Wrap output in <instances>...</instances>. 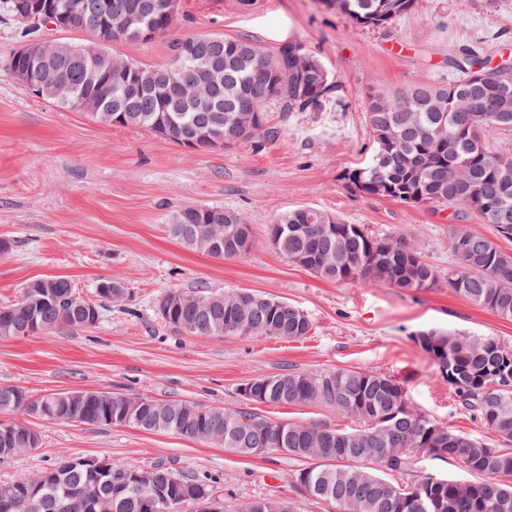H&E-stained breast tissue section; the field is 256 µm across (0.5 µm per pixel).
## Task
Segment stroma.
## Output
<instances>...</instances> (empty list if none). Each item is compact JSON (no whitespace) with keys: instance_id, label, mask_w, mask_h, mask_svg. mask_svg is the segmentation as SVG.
Returning a JSON list of instances; mask_svg holds the SVG:
<instances>
[{"instance_id":"stroma-1","label":"stroma","mask_w":512,"mask_h":512,"mask_svg":"<svg viewBox=\"0 0 512 512\" xmlns=\"http://www.w3.org/2000/svg\"><path fill=\"white\" fill-rule=\"evenodd\" d=\"M26 23L0 0V304L18 299L28 282L64 276L81 296L99 282L124 284L122 300L104 303L99 324L0 339V386L38 397L73 390L187 400L261 417L343 429L349 420L322 405L246 404L248 380L286 370L374 371L403 383L410 405L478 441L498 439L458 404L416 335L439 329L491 336L512 347V322L449 290L339 284L277 253L268 226L299 207L322 209L363 225L375 237L402 234L438 271L452 259L451 209L405 204L359 192L348 179L372 150L365 98L375 88L432 82L448 75L450 53L476 50L512 60V0H419L417 11L388 28L364 27L322 0H179V18L150 41L113 44V55L166 65L190 34L246 36L274 47L301 43L332 73L337 90L322 112L274 111L285 138L260 148L238 144L200 153L138 127H110L31 95L10 59ZM234 209L252 226L246 257L218 260L184 248L166 226L187 205ZM179 289L250 290L287 301L311 320L309 335L199 336L172 329L155 312L157 299ZM38 448L0 460V482L76 457H108L135 467L163 462L213 481L225 505L267 497L296 512H339L297 482L300 460L284 454L242 456L220 446L130 426H92L32 418Z\"/></svg>"}]
</instances>
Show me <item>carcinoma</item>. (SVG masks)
Here are the masks:
<instances>
[{"mask_svg":"<svg viewBox=\"0 0 512 512\" xmlns=\"http://www.w3.org/2000/svg\"><path fill=\"white\" fill-rule=\"evenodd\" d=\"M112 14L137 12L144 24L165 33L172 21L148 10V0H111ZM359 25L388 27L415 9L418 0H323ZM105 43L113 33L89 12H75L70 23ZM186 53L183 69L127 62L113 73V61L69 67L36 66L38 80L55 92L50 101L69 109L83 106L86 116L107 126L145 129L176 145L209 152L228 142L256 146V138L278 139L283 129L270 123L267 107L285 115L320 112L330 103L334 80L330 71L306 54L301 44L287 41L269 48L249 38L219 34L190 35L173 46ZM446 82L374 90L366 96L365 119L373 150L370 160L354 170L349 181L361 193L407 204H446L459 223L450 228L448 289L504 320H512V253L500 241L512 240V148L492 150L488 141L512 129V72L487 70L466 48L448 60ZM474 67L486 79L471 81ZM130 82L144 86L136 96L124 93ZM181 83L207 86L209 105L196 107L177 92H160ZM461 105L473 98L483 111H456L448 92ZM480 206H474V200ZM477 214L494 228V236L472 232L465 218ZM167 232L185 248L216 259L246 255L230 245L252 240L251 225L242 213L219 206L177 210ZM270 245L294 264L336 283L383 284L405 291L431 288L437 271L420 248L398 234L372 237L360 224H348L329 212L302 207L269 225ZM54 299L32 305L21 298L0 305V338L29 336L60 327L89 329L98 322L100 305L91 300L77 307V289L55 277ZM161 321L200 336L265 335L299 338L312 324L298 307L252 292L243 301L232 292L201 290L184 293V303ZM420 347L437 363L458 401L477 413L499 445L480 443L449 425L439 424L410 406L404 385L372 371L284 372L259 377L256 403L321 404L353 422L347 429L317 424L272 421L245 408L226 410L183 400H156L123 393L104 399L97 390L43 395L36 405L50 407L54 421L87 425H125L143 431L169 432L254 455L260 448H287L288 455L309 461L306 493L335 503L340 512H419L430 475L416 473L413 449L428 443L431 430L443 437L442 450L459 461L472 480L447 479L436 488L442 512H512V350L493 337L436 330L417 335ZM28 424H17L14 443L0 445V459L20 456L35 445ZM110 474L94 476L75 459L31 477L0 484V495L12 497L10 512H143L148 482L135 488L123 476L137 472L177 496L212 485L207 478L179 474L162 462L132 467L110 462ZM409 477L407 484L393 476ZM41 486L40 498L24 494ZM282 501L266 498L244 502L235 512H281Z\"/></svg>","mask_w":512,"mask_h":512,"instance_id":"obj_1","label":"carcinoma"}]
</instances>
